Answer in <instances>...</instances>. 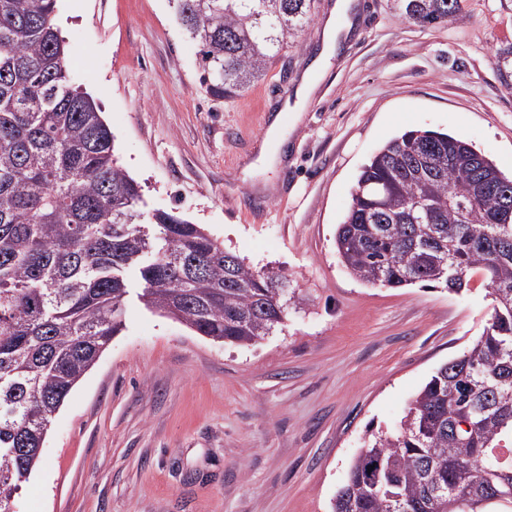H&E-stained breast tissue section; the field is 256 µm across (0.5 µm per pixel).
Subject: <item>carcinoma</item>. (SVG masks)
Listing matches in <instances>:
<instances>
[{
	"mask_svg": "<svg viewBox=\"0 0 512 512\" xmlns=\"http://www.w3.org/2000/svg\"><path fill=\"white\" fill-rule=\"evenodd\" d=\"M57 0H0V512L40 458L56 413L123 327L128 284L146 308L217 343L251 345L302 298L200 224L144 212L91 95L70 85ZM315 0H177L201 44L206 93L232 98L312 20ZM423 27L461 0H396ZM512 176L470 143L407 131L357 178L336 231L345 267L373 286L480 275L491 319L441 364L400 425L350 463L332 512H512Z\"/></svg>",
	"mask_w": 512,
	"mask_h": 512,
	"instance_id": "carcinoma-1",
	"label": "carcinoma"
}]
</instances>
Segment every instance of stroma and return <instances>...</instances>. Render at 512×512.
Wrapping results in <instances>:
<instances>
[{"instance_id":"35a3bbf8","label":"stroma","mask_w":512,"mask_h":512,"mask_svg":"<svg viewBox=\"0 0 512 512\" xmlns=\"http://www.w3.org/2000/svg\"><path fill=\"white\" fill-rule=\"evenodd\" d=\"M313 20L241 96L210 97L174 0H57L70 83L91 94L145 212L175 211L303 302L254 345L216 343L145 308L131 281L121 332L46 435L19 512H330L369 432L397 427L441 364L486 326L492 297L373 287L336 253L362 165L408 130L462 138L512 174V88L497 51L512 0H463L422 27L394 0H354L353 29L323 59ZM306 109L268 136L281 91L305 73ZM281 161L265 166V151Z\"/></svg>"}]
</instances>
